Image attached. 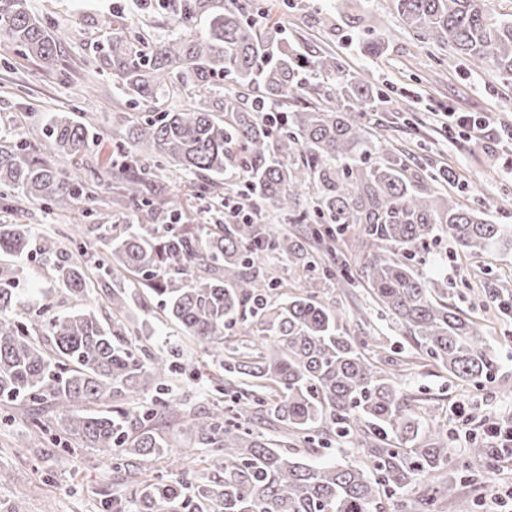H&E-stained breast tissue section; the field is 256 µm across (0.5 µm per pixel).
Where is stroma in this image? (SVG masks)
Segmentation results:
<instances>
[{
  "label": "stroma",
  "instance_id": "35a3bbf8",
  "mask_svg": "<svg viewBox=\"0 0 512 512\" xmlns=\"http://www.w3.org/2000/svg\"><path fill=\"white\" fill-rule=\"evenodd\" d=\"M27 5L56 36L62 55L48 68L0 39V134L37 141L53 113H69L96 129L99 140L86 162L102 170L113 150L117 117L129 109L111 74L95 67L112 38L105 19L125 15L130 32L141 37L148 53L159 50L177 31L168 14L141 9L137 0H27ZM248 7L250 17L278 23L284 42L298 52H331L350 71L369 74L388 99L378 115L380 133L430 174L452 168L459 178L453 190L462 203L485 212L493 223L512 224V153L500 151L491 141L455 138L435 120L436 113L455 109L511 124L512 82H504L492 70L469 67L448 47L420 42L392 10L390 0H248ZM327 15L332 16V25L321 24V17ZM370 40L382 44L380 53L363 50V42ZM112 211V189L107 185L94 198L53 211L18 193L0 197V224L26 223L38 232L88 224L93 215ZM436 251L444 259L438 277L448 282L450 304L473 316L482 315L484 304L495 308L486 332L498 357L491 384L484 388L461 385L427 361L413 365L403 379L405 387L439 407L450 431L448 465L441 475L456 479L459 502L441 501L434 510L461 512V504H474L489 495L494 485L512 479L506 471L495 472L482 483L462 477L469 444L452 433L449 419L451 407L458 404L465 405L477 424L488 417L512 415V317L497 310L500 301L512 295V255L482 257V271L476 275L452 260L450 241H440ZM318 295L323 301L339 302L352 314L366 310L364 324L348 321L351 334L366 329L393 351L411 348V339L371 308L364 288L322 286ZM129 313L132 322L151 325V335L142 339L144 345L156 351L178 346L185 357L202 359L201 348L171 322L153 317L138 305ZM219 378L217 371L207 368L194 376L175 374L170 378V393L186 400L188 408L200 410L209 405ZM10 413L12 427L0 429V501L10 503L17 512H112L113 494L128 490L124 470L94 449L79 447L67 453L29 432L30 415L59 424L66 409L47 400L12 406Z\"/></svg>",
  "mask_w": 512,
  "mask_h": 512
}]
</instances>
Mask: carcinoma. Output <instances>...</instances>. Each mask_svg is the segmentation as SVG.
Masks as SVG:
<instances>
[{"instance_id": "obj_1", "label": "carcinoma", "mask_w": 512, "mask_h": 512, "mask_svg": "<svg viewBox=\"0 0 512 512\" xmlns=\"http://www.w3.org/2000/svg\"><path fill=\"white\" fill-rule=\"evenodd\" d=\"M401 20L425 44H446L476 69L491 67L512 80V19L486 9L484 0H392ZM180 33L160 51L144 52L119 14L98 66L112 70L117 88L134 106L158 104L167 94L208 92L219 81L257 90L120 117L112 155L113 204L137 219L116 233L89 224L105 254L62 230L36 234L29 224H0V404L66 407L112 401L106 410L73 412L63 426L31 421L45 441L68 449L76 440L112 461L132 457L128 497L112 499L115 512H429L452 498L453 479L424 486L414 501L390 499L448 464V434L435 410L411 411L396 384L406 361L353 336L340 305L318 300L314 285L340 280L365 285L374 307L410 336L425 360L465 385L490 382L497 356L483 324L448 304V283L423 269L442 238L462 262L512 250V225L491 224L449 190L456 174L440 170L441 186L413 169L410 158L374 134L383 96L365 75L346 70L336 55L302 60L282 43L277 24L257 28L238 0H154ZM206 31L196 33L197 23ZM0 37L27 57L52 65L60 45L31 15L26 0H0ZM307 69L336 84V97L303 79ZM93 126L52 117L44 139L0 141V191H21L55 209L92 197L102 176H88L84 160ZM55 156L53 163L47 156ZM194 177L198 199L219 196L221 178L235 174L237 195L271 210L281 224L229 221L190 224L179 200L151 184L154 171ZM312 190L304 208V188ZM354 235L355 265L336 243ZM78 246V257L66 243ZM37 255L58 285L57 299L36 315L19 291L20 257ZM278 255L306 282L285 286L266 266ZM106 293L110 319L57 306L84 300L91 288ZM279 293H274L275 289ZM278 298H273V295ZM196 343L212 349L211 367L232 365L251 379L247 388L224 384L223 399L195 413L185 401L163 396L173 374L168 359L133 340L129 309L143 296ZM259 321L261 336L242 350L224 348V332ZM157 395L140 396L150 380ZM192 416L198 443L219 470H195L167 480L143 465L165 453L159 420ZM259 418L282 433L270 438L249 426ZM320 441L363 445L371 469L327 464L314 468L288 454L294 444Z\"/></svg>"}]
</instances>
